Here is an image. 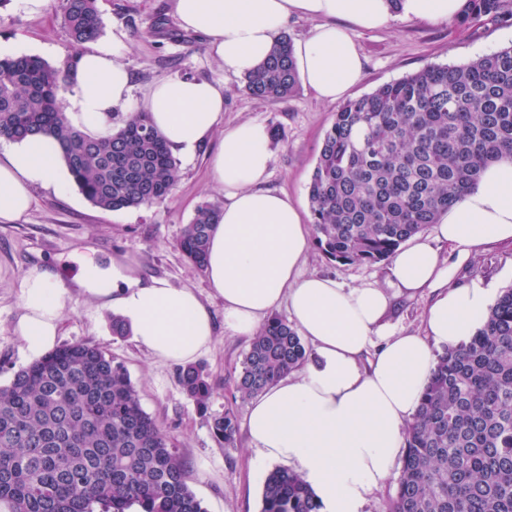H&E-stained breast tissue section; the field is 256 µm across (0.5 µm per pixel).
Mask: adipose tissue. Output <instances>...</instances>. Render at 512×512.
<instances>
[{
  "label": "adipose tissue",
  "instance_id": "ef3b65f1",
  "mask_svg": "<svg viewBox=\"0 0 512 512\" xmlns=\"http://www.w3.org/2000/svg\"><path fill=\"white\" fill-rule=\"evenodd\" d=\"M464 0H175L182 27L206 35L208 52L225 70L247 75L268 56L288 18L316 20L295 43V67L305 86L327 102L359 81L363 61L349 27H384L393 13L428 23L459 15ZM120 104L145 112L173 152L193 157L212 136L210 157L226 202L211 234L204 268L224 302V323L254 336L263 320L287 307L314 360L288 373L249 407L247 430L262 465L288 463L312 487L321 512H360L370 490L385 485L402 453L435 364L436 349L472 336L491 305L480 283L455 284L459 266L484 246L512 242V160L489 165L478 187L441 213L434 239L413 237L391 259L383 283L343 288L303 270L311 228L284 193L265 190L272 160L264 124L244 121L222 129L224 91L198 79H163L141 100L116 48L98 45L78 61L66 119L95 134L112 131ZM59 142L36 137L0 151V222L31 207V189L67 187ZM74 288L45 271L22 284L14 327L29 356L57 340L72 292L121 316L154 359L187 365L214 343L209 307L189 288L164 279L142 281L126 255L100 262L91 246L76 250ZM425 295L422 334H395L384 318L397 298Z\"/></svg>",
  "mask_w": 512,
  "mask_h": 512
}]
</instances>
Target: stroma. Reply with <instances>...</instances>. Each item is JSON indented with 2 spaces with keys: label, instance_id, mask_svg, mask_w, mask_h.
<instances>
[{
  "label": "stroma",
  "instance_id": "stroma-1",
  "mask_svg": "<svg viewBox=\"0 0 512 512\" xmlns=\"http://www.w3.org/2000/svg\"><path fill=\"white\" fill-rule=\"evenodd\" d=\"M97 5L104 21L101 39L118 46L121 61L134 76L135 98H142L150 85L165 78L192 77L222 86L223 127L244 120L266 125L272 152L266 186L287 192L301 210H308V184L336 104L319 99L303 85L282 102L252 98L245 93L241 77L225 72L207 52L205 36L180 26L174 0H97ZM351 35L364 62L360 81L348 93L352 99L427 65L462 64L512 45L510 25L489 22L465 28L448 22L407 21L397 13L383 28L355 29ZM0 46L53 66L75 51L63 26L59 0H46L37 12L30 11L25 0H0ZM216 146V140H209L192 158L179 159L175 190L162 204L104 211L76 186L60 194L38 185L26 215L11 224L0 223V387L30 363L20 337L13 333L24 276L40 269L72 284L78 270L72 255L83 245L93 246L105 263L112 256L128 255L135 259L143 280L163 278L174 287L193 289L211 309L215 342L198 359L212 386L208 411H198L183 392L178 365L152 359L131 337L113 336L111 312L96 309L80 295H73L66 305L58 344H96L125 365L144 410L185 458L189 485L206 512H260L267 471L258 467L257 451L246 431H239L234 447L227 448L210 429L212 416L227 408L233 409L238 422L246 420L249 403L240 399L236 378L249 341L225 325L223 301L214 296L204 272L177 247L200 205L224 203V192L209 169ZM305 268L354 288L382 280L387 265H342L313 247ZM460 279L477 281L495 295L512 286V243L478 252L461 269Z\"/></svg>",
  "mask_w": 512,
  "mask_h": 512
}]
</instances>
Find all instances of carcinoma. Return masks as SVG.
I'll list each match as a JSON object with an SVG mask.
<instances>
[{
	"mask_svg": "<svg viewBox=\"0 0 512 512\" xmlns=\"http://www.w3.org/2000/svg\"><path fill=\"white\" fill-rule=\"evenodd\" d=\"M73 43L103 30L97 0H60ZM512 21V0H466L456 23ZM78 56L61 66L28 55L0 57V139L50 135L80 192L104 211L166 201L178 163L143 112L110 136L71 126L63 94ZM252 97L288 99L299 85L292 42L281 33L267 60L243 78ZM512 159V46L463 65L430 64L339 106L308 186L315 245L339 264H373L459 202L485 166ZM221 208L204 204L178 248L205 266ZM297 330L273 316L251 338L237 392L262 393L304 365ZM202 411L205 368L179 369ZM217 442L234 443L235 413L212 417ZM393 512H512V287L475 334L437 353L420 408L406 429ZM206 512L185 459L143 409L126 367L96 345L64 344L0 387V512ZM296 472L266 477L261 512H321Z\"/></svg>",
	"mask_w": 512,
	"mask_h": 512,
	"instance_id": "cac0c4a2",
	"label": "carcinoma"
}]
</instances>
